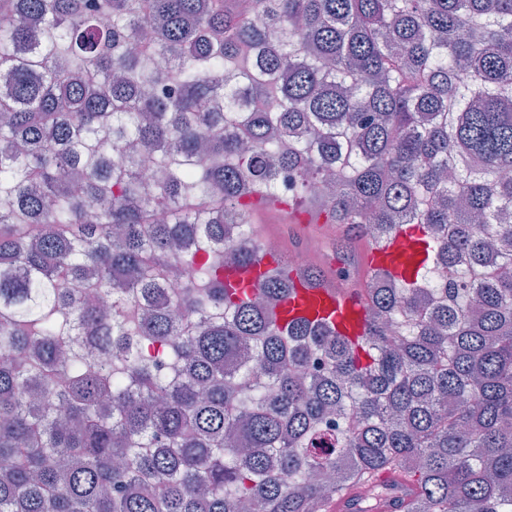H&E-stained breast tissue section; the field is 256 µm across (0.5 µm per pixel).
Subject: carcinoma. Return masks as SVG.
<instances>
[{"instance_id": "1", "label": "carcinoma", "mask_w": 512, "mask_h": 512, "mask_svg": "<svg viewBox=\"0 0 512 512\" xmlns=\"http://www.w3.org/2000/svg\"><path fill=\"white\" fill-rule=\"evenodd\" d=\"M226 2L0 0V512H512V0ZM302 198L424 255L355 342ZM276 216L281 220L280 224H264V222ZM287 212L279 206L270 205L263 211L259 212L258 223L255 225V231L260 238L267 235H274L278 237L282 244L283 255L288 258L289 253L297 249L307 248L312 244H319L324 236V233L319 225L315 224H298L294 219H290V224L287 220ZM294 308L289 316L326 317L340 323L351 338L365 333L364 297L340 288V279L307 281L295 278ZM317 314V315H316Z\"/></svg>"}]
</instances>
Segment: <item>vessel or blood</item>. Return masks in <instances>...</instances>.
<instances>
[{
    "label": "vessel or blood",
    "mask_w": 512,
    "mask_h": 512,
    "mask_svg": "<svg viewBox=\"0 0 512 512\" xmlns=\"http://www.w3.org/2000/svg\"><path fill=\"white\" fill-rule=\"evenodd\" d=\"M419 259L418 251L411 241L396 237L381 249L367 251L365 264L385 261L397 270L412 268ZM293 313L303 317H326L340 323L351 338L361 337L365 332L364 298L362 295L341 288L339 280H297L293 290Z\"/></svg>",
    "instance_id": "vessel-or-blood-1"
}]
</instances>
